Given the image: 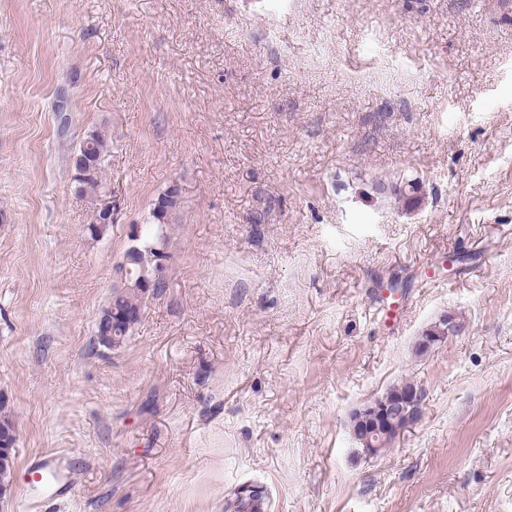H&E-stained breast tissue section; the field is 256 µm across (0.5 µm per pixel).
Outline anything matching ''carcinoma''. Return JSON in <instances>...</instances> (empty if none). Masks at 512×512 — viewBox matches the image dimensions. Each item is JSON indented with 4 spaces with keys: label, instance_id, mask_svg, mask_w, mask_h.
I'll return each instance as SVG.
<instances>
[{
    "label": "carcinoma",
    "instance_id": "cac0c4a2",
    "mask_svg": "<svg viewBox=\"0 0 512 512\" xmlns=\"http://www.w3.org/2000/svg\"><path fill=\"white\" fill-rule=\"evenodd\" d=\"M106 153L107 143L99 132L91 133L79 143L77 155L84 158V163L75 168L74 180L81 195L94 197L101 193V173ZM179 200L180 192L172 187L167 188L154 203L152 222L139 227L140 238L131 243L125 252L120 268L126 269L130 287L113 292L109 303L102 310L101 315L107 317V321H98L96 336L99 345L108 349L121 346L140 321L147 299L163 287L157 256L165 253L167 248V218L177 207ZM439 344L441 340L437 339V326L433 325L418 339L416 352L426 353ZM416 387L418 384L407 378L391 386L382 395L383 402L379 403L378 414L383 418L389 415L391 406L385 402L387 398L404 401L409 412H418L419 406L413 397ZM366 410L367 406L364 405L351 414L349 431L354 442L362 451L373 443L379 448L392 447L396 441L393 428L383 427L368 435L361 429L358 415ZM15 439L12 420L7 416H0V448L13 445ZM265 499L263 486L253 485L235 494L234 501L227 503V507L234 512H261Z\"/></svg>",
    "mask_w": 512,
    "mask_h": 512
}]
</instances>
